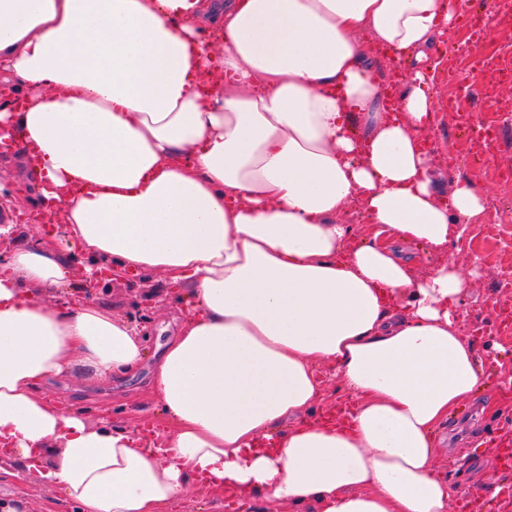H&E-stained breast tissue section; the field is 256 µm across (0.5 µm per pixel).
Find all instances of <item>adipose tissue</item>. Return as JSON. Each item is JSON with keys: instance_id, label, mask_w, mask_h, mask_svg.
<instances>
[{"instance_id": "adipose-tissue-1", "label": "adipose tissue", "mask_w": 512, "mask_h": 512, "mask_svg": "<svg viewBox=\"0 0 512 512\" xmlns=\"http://www.w3.org/2000/svg\"><path fill=\"white\" fill-rule=\"evenodd\" d=\"M466 0H0V124L39 159L61 235L0 257V443L79 512H168L200 488L294 512H448L436 429L484 360L459 329L456 263L485 221L437 182L427 62ZM414 58L390 111L387 60ZM371 234L350 244L351 224ZM159 273L192 306L151 377L143 435L64 411L44 382L127 377L145 350L103 305L68 302L74 251ZM58 293L54 304L38 295ZM328 366L348 422L308 421ZM56 464H45L49 453Z\"/></svg>"}]
</instances>
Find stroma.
Segmentation results:
<instances>
[{
    "label": "stroma",
    "mask_w": 512,
    "mask_h": 512,
    "mask_svg": "<svg viewBox=\"0 0 512 512\" xmlns=\"http://www.w3.org/2000/svg\"><path fill=\"white\" fill-rule=\"evenodd\" d=\"M447 58V68L461 71L462 76L455 85L449 83L446 74L439 76L438 103L446 104L449 96L457 95L468 102L474 113H488L482 85L479 79L466 74L464 57L451 52ZM456 176L478 183L485 191L487 206L512 211V196H505L500 184L467 155H460L456 171L444 172L443 179L448 182ZM499 270L498 262L487 257L477 274L470 277V286L459 306V323L464 334H476L477 330L493 324L491 301L497 293ZM96 300L137 326L145 340V360L135 374L109 383L98 382L81 373L48 380L43 385L47 398L66 409H82L85 418L93 424L109 416L114 422L131 426L147 417L153 428H162L149 380L158 346L176 334L187 317L186 306L179 296L170 293L157 273L115 280ZM477 343L485 360L481 386L466 404L453 408L452 413L457 416L466 408H473L478 427L473 430L464 424L452 433L440 429L437 447L438 466L449 482L461 484L469 495L480 497L485 494L487 485L512 481V471L500 470L494 464V443L504 431L512 429V411L499 415L491 410L502 377L512 375V334L478 337ZM0 498L24 499L28 512H76L74 505L66 502L55 489L43 485L32 473L19 480L0 482Z\"/></svg>",
    "instance_id": "35a3bbf8"
}]
</instances>
